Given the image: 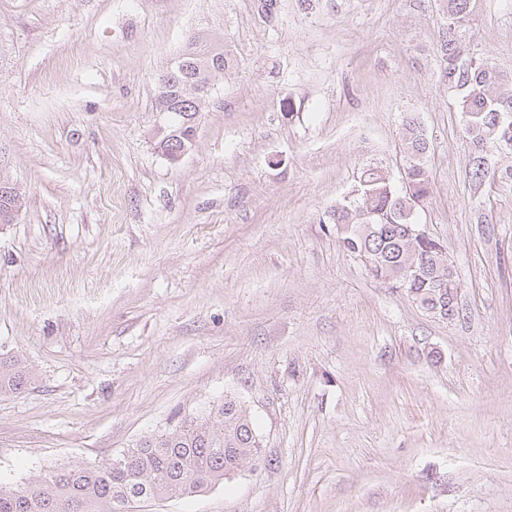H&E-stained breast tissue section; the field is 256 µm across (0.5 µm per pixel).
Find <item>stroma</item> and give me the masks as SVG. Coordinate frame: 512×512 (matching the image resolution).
Returning <instances> with one entry per match:
<instances>
[{"label": "stroma", "mask_w": 512, "mask_h": 512, "mask_svg": "<svg viewBox=\"0 0 512 512\" xmlns=\"http://www.w3.org/2000/svg\"><path fill=\"white\" fill-rule=\"evenodd\" d=\"M465 44L512 77V0ZM446 0H0V482L93 464L224 395L260 464L141 512H512V180L471 184ZM233 65L189 152L156 147V79L189 36ZM432 141L419 216L448 247V321L368 276L325 211L363 164ZM28 383V373L18 357L0 358V392H17Z\"/></svg>", "instance_id": "35a3bbf8"}]
</instances>
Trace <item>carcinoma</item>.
<instances>
[{
    "mask_svg": "<svg viewBox=\"0 0 512 512\" xmlns=\"http://www.w3.org/2000/svg\"><path fill=\"white\" fill-rule=\"evenodd\" d=\"M447 2L448 27L439 33V48L448 94L471 141L469 176L480 186L495 176L488 156L512 143V80L486 58L455 54L454 42L467 32L476 0ZM183 54L200 69L216 59L225 69L232 65L224 46L210 35L190 39ZM194 75L193 69L176 73L175 85L168 90L173 127L180 133L172 142L159 140L166 154L173 143L195 132L194 118L202 101L181 94L176 86ZM403 145L407 159L401 184L382 167L367 164L361 168L356 196L328 213L327 219L346 228L338 241L374 279L404 288L413 302L443 319L448 289L460 287L453 262L444 254L447 246L431 234L414 244L407 238V229L419 225L418 214L432 189L425 164L430 141L412 118L405 120ZM19 202L16 188L0 180V212ZM413 264L421 278L406 281L403 271ZM27 383L26 367L18 357L0 359V392H17ZM260 444L250 413L226 395L201 414L105 463L64 466L23 486L0 484V512H133L137 504L200 492L223 480L261 459Z\"/></svg>",
    "mask_w": 512,
    "mask_h": 512,
    "instance_id": "cac0c4a2",
    "label": "carcinoma"
}]
</instances>
